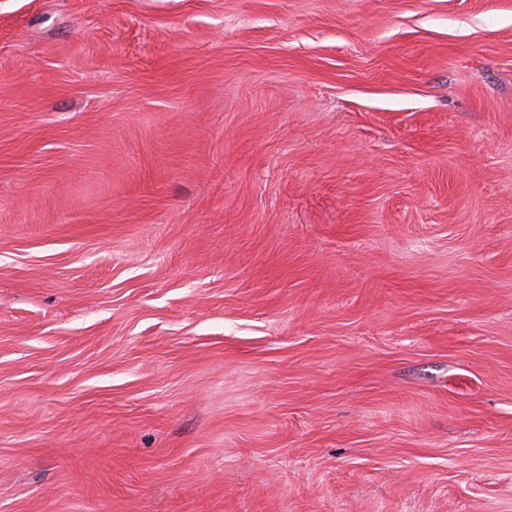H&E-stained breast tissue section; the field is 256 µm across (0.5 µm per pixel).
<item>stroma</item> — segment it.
Masks as SVG:
<instances>
[{"instance_id":"stroma-1","label":"stroma","mask_w":512,"mask_h":512,"mask_svg":"<svg viewBox=\"0 0 512 512\" xmlns=\"http://www.w3.org/2000/svg\"><path fill=\"white\" fill-rule=\"evenodd\" d=\"M0 512H512V0H0Z\"/></svg>"}]
</instances>
